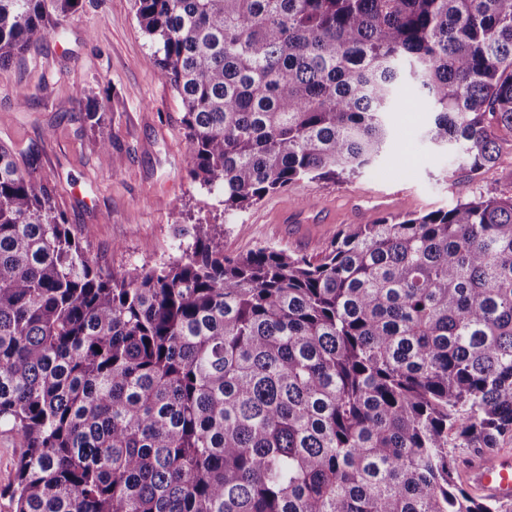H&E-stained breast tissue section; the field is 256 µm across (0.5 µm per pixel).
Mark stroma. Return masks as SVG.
Wrapping results in <instances>:
<instances>
[{
	"label": "stroma",
	"instance_id": "1",
	"mask_svg": "<svg viewBox=\"0 0 512 512\" xmlns=\"http://www.w3.org/2000/svg\"><path fill=\"white\" fill-rule=\"evenodd\" d=\"M153 52L134 0H82L62 28L0 68V144L20 165L34 163L102 273L180 256L190 240L176 236L178 224L220 221L229 256L270 246L317 258L349 222L344 211H318L328 199L356 196L374 222L446 209L488 188L512 195V132L499 131L497 164L474 175L457 149L425 139L431 113L397 109L386 115L388 146L374 167L225 214L223 193L187 174L183 105L158 78ZM22 89L30 100L20 108ZM91 103L105 110L95 129L83 114ZM104 135L112 138L107 164L97 151Z\"/></svg>",
	"mask_w": 512,
	"mask_h": 512
}]
</instances>
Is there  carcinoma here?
<instances>
[{
  "label": "carcinoma",
  "mask_w": 512,
  "mask_h": 512,
  "mask_svg": "<svg viewBox=\"0 0 512 512\" xmlns=\"http://www.w3.org/2000/svg\"><path fill=\"white\" fill-rule=\"evenodd\" d=\"M134 2L228 215L374 165L406 87L474 174L512 132V0ZM73 7L0 0V66ZM191 236L104 275L0 146L15 512H512L457 455L512 435V195L349 224L318 258Z\"/></svg>",
  "instance_id": "carcinoma-1"
}]
</instances>
